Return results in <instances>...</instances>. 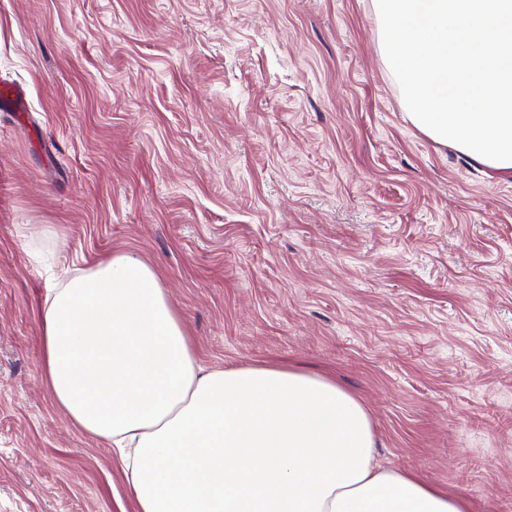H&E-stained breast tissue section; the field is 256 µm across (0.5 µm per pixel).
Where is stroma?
Listing matches in <instances>:
<instances>
[{
	"mask_svg": "<svg viewBox=\"0 0 512 512\" xmlns=\"http://www.w3.org/2000/svg\"><path fill=\"white\" fill-rule=\"evenodd\" d=\"M370 0H0V512H133L44 381L56 270L136 252L207 368L289 362L512 512V175L405 120ZM54 224L55 265L17 229Z\"/></svg>",
	"mask_w": 512,
	"mask_h": 512,
	"instance_id": "35a3bbf8",
	"label": "stroma"
}]
</instances>
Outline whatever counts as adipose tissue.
<instances>
[{"label":"adipose tissue","instance_id":"1","mask_svg":"<svg viewBox=\"0 0 512 512\" xmlns=\"http://www.w3.org/2000/svg\"><path fill=\"white\" fill-rule=\"evenodd\" d=\"M40 317L54 403L112 443L135 512H471L466 498L382 466L369 410L330 375L203 368L135 252L74 270Z\"/></svg>","mask_w":512,"mask_h":512}]
</instances>
